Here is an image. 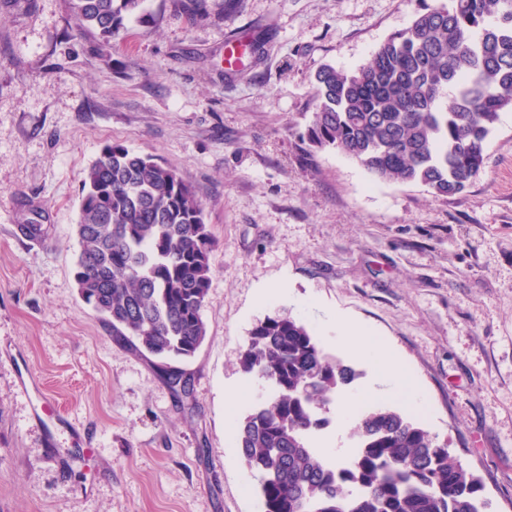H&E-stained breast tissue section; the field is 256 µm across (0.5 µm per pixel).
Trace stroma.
Segmentation results:
<instances>
[{
	"mask_svg": "<svg viewBox=\"0 0 512 512\" xmlns=\"http://www.w3.org/2000/svg\"><path fill=\"white\" fill-rule=\"evenodd\" d=\"M447 2L207 0L192 23L145 0L105 43L73 35L67 0H0V512H261L229 421L269 389L241 354L259 320L294 318L357 371V395L371 371L337 347L333 313L397 351L419 386L401 413L512 512V108L448 198L302 140L317 70L366 64ZM236 37L262 47L225 60ZM112 143L176 168L217 243L187 396L78 294L83 172ZM283 280L285 299L259 302ZM327 418L315 446L347 462L350 426Z\"/></svg>",
	"mask_w": 512,
	"mask_h": 512,
	"instance_id": "stroma-1",
	"label": "stroma"
}]
</instances>
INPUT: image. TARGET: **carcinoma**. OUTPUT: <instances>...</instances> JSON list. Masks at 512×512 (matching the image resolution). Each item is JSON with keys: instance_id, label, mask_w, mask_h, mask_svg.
<instances>
[{"instance_id": "carcinoma-1", "label": "carcinoma", "mask_w": 512, "mask_h": 512, "mask_svg": "<svg viewBox=\"0 0 512 512\" xmlns=\"http://www.w3.org/2000/svg\"><path fill=\"white\" fill-rule=\"evenodd\" d=\"M74 30L110 41L145 0H69ZM190 18L206 0H173ZM317 104L303 141L337 149L381 181L418 183L437 198L463 192L484 165L498 113L512 107V0H451L390 35L367 64L315 74ZM75 281L112 335L167 359L195 354L216 242L178 171L121 144L85 170ZM241 365L272 396L239 423L236 443L259 474L262 512H487L481 478L417 422L365 411L344 464L309 436L323 428L356 370L324 352L290 317L251 331ZM169 385L188 391L180 368Z\"/></svg>"}]
</instances>
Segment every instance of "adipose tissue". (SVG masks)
I'll return each mask as SVG.
<instances>
[{"mask_svg": "<svg viewBox=\"0 0 512 512\" xmlns=\"http://www.w3.org/2000/svg\"><path fill=\"white\" fill-rule=\"evenodd\" d=\"M336 330L341 347L360 354L376 369L379 385L368 390V397L383 391L408 402L416 400L417 388L412 376L380 338L342 319L337 320Z\"/></svg>", "mask_w": 512, "mask_h": 512, "instance_id": "obj_1", "label": "adipose tissue"}]
</instances>
